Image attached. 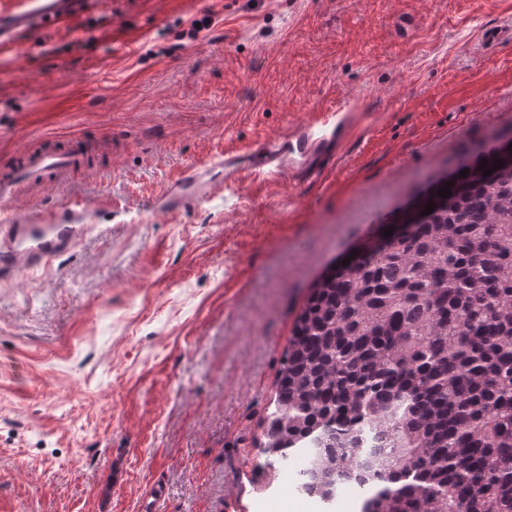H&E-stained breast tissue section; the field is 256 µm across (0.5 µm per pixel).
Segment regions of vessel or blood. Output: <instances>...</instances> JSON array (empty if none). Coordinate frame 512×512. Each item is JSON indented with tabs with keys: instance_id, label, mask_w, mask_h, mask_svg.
Wrapping results in <instances>:
<instances>
[{
	"instance_id": "vessel-or-blood-1",
	"label": "vessel or blood",
	"mask_w": 512,
	"mask_h": 512,
	"mask_svg": "<svg viewBox=\"0 0 512 512\" xmlns=\"http://www.w3.org/2000/svg\"><path fill=\"white\" fill-rule=\"evenodd\" d=\"M107 0H0V57L13 53L22 35L59 31L80 15L97 12ZM348 112H322L290 138L304 162H314L320 151L340 145L352 130ZM41 150L23 153L20 168L0 176V203L8 204L26 188L50 177H63L80 161L79 139L63 142L46 138ZM85 211L72 214L71 224H50L28 215L13 214L0 222V273L18 275L47 262L72 243L71 225L84 220Z\"/></svg>"
}]
</instances>
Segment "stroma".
<instances>
[{"mask_svg": "<svg viewBox=\"0 0 512 512\" xmlns=\"http://www.w3.org/2000/svg\"><path fill=\"white\" fill-rule=\"evenodd\" d=\"M215 9L204 38L190 19ZM512 0H112L0 58V164L96 153L12 208L84 202L77 244L0 279V512H359L258 445L312 282L429 178L512 133ZM354 102L316 175L156 209L192 165Z\"/></svg>", "mask_w": 512, "mask_h": 512, "instance_id": "35a3bbf8", "label": "stroma"}]
</instances>
